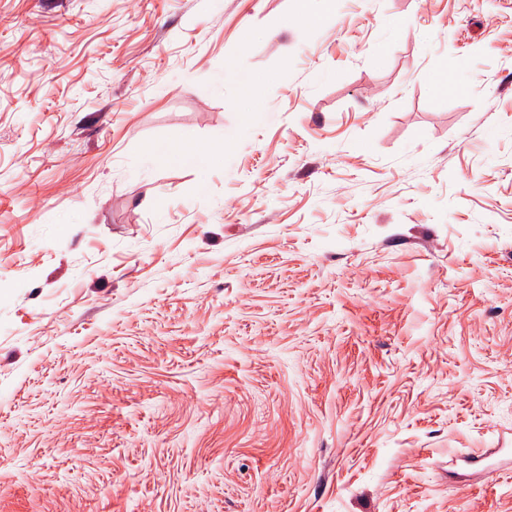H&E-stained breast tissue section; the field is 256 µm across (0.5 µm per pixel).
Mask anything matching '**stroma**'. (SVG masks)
<instances>
[{
    "mask_svg": "<svg viewBox=\"0 0 512 512\" xmlns=\"http://www.w3.org/2000/svg\"><path fill=\"white\" fill-rule=\"evenodd\" d=\"M305 7L0 0V512H512V0ZM230 145V142L226 140L224 144L216 148H201V149H178V158L186 165L194 167H202L220 156L224 155L226 148Z\"/></svg>",
    "mask_w": 512,
    "mask_h": 512,
    "instance_id": "35a3bbf8",
    "label": "stroma"
}]
</instances>
